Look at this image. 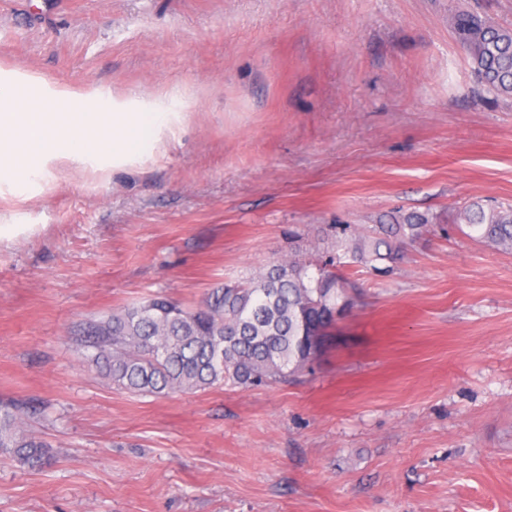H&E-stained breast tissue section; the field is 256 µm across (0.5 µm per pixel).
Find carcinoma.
I'll use <instances>...</instances> for the list:
<instances>
[{
    "label": "carcinoma",
    "mask_w": 512,
    "mask_h": 512,
    "mask_svg": "<svg viewBox=\"0 0 512 512\" xmlns=\"http://www.w3.org/2000/svg\"><path fill=\"white\" fill-rule=\"evenodd\" d=\"M478 78L512 98V28L458 10L448 19ZM465 235L512 252V204L464 205ZM432 217L397 215L370 230L335 227L320 263L278 258L233 283L212 288L187 307L156 294L87 324L93 362L119 388L136 395H169L230 385L249 389L301 374L328 348L336 318L353 306L340 268L377 269L425 236ZM50 445L27 426L24 408L0 401V456L33 468Z\"/></svg>",
    "instance_id": "obj_1"
}]
</instances>
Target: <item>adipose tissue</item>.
<instances>
[{
	"instance_id": "1",
	"label": "adipose tissue",
	"mask_w": 512,
	"mask_h": 512,
	"mask_svg": "<svg viewBox=\"0 0 512 512\" xmlns=\"http://www.w3.org/2000/svg\"><path fill=\"white\" fill-rule=\"evenodd\" d=\"M188 107L175 93L116 97L0 70V191L25 196L53 167L110 172L154 161Z\"/></svg>"
}]
</instances>
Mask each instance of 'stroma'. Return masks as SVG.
<instances>
[{
  "instance_id": "1",
  "label": "stroma",
  "mask_w": 512,
  "mask_h": 512,
  "mask_svg": "<svg viewBox=\"0 0 512 512\" xmlns=\"http://www.w3.org/2000/svg\"><path fill=\"white\" fill-rule=\"evenodd\" d=\"M459 9L512 28V0H0V68L194 103L156 162L0 196V398L52 445L0 457V512H512V253L454 222L512 202V98ZM399 210L436 222L346 269L357 303L297 380L139 396L89 358L88 319Z\"/></svg>"
}]
</instances>
